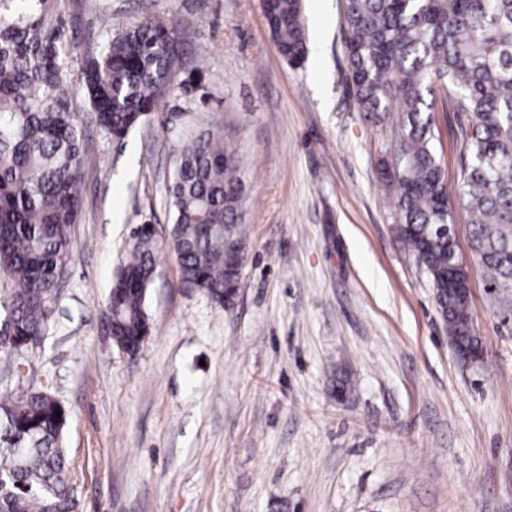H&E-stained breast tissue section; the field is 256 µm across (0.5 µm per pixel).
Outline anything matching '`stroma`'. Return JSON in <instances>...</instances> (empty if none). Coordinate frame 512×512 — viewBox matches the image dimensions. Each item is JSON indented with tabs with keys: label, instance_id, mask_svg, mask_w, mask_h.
<instances>
[{
	"label": "stroma",
	"instance_id": "1",
	"mask_svg": "<svg viewBox=\"0 0 512 512\" xmlns=\"http://www.w3.org/2000/svg\"><path fill=\"white\" fill-rule=\"evenodd\" d=\"M77 86L119 17L188 28L199 93L181 128L223 123L244 181L234 304L180 287L166 186L180 143L158 121L120 142L86 122L95 164L72 261L38 345L0 359V392L35 387L67 412L78 512H512V311L491 294L455 208L483 354L462 360L431 282L399 240L381 168L394 118L361 112L344 0H303L319 56L290 66L262 0H55ZM449 197L461 185L452 99L433 108ZM143 224L158 230L151 332L122 353L103 310Z\"/></svg>",
	"mask_w": 512,
	"mask_h": 512
}]
</instances>
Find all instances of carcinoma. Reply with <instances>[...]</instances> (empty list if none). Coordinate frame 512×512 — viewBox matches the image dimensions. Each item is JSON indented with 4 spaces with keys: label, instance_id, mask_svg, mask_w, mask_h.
<instances>
[{
    "label": "carcinoma",
    "instance_id": "carcinoma-1",
    "mask_svg": "<svg viewBox=\"0 0 512 512\" xmlns=\"http://www.w3.org/2000/svg\"><path fill=\"white\" fill-rule=\"evenodd\" d=\"M278 53L292 66L307 54L302 0H263ZM345 51L360 110L375 117L397 106L392 168L398 237L429 277L438 310L459 353L480 352L469 293L448 287L457 245L432 110L444 87L455 102L462 144L461 200L471 250L489 287L512 289V0H346ZM178 20L125 22L87 58L79 89H65L64 23L49 0H0V353L44 335L59 272L72 260L70 229L90 164L82 104L97 125L124 139L141 122L170 124L168 99L193 90L180 77ZM173 217L168 247L180 285L221 307L235 291L230 270L245 255L219 236L244 241L241 180L224 125L207 121L181 134L167 184ZM152 234L134 237L103 315L118 348L138 352L150 332L146 309L156 270ZM61 417H56V412ZM66 411L29 389L0 398V512H78L63 446Z\"/></svg>",
    "mask_w": 512,
    "mask_h": 512
}]
</instances>
